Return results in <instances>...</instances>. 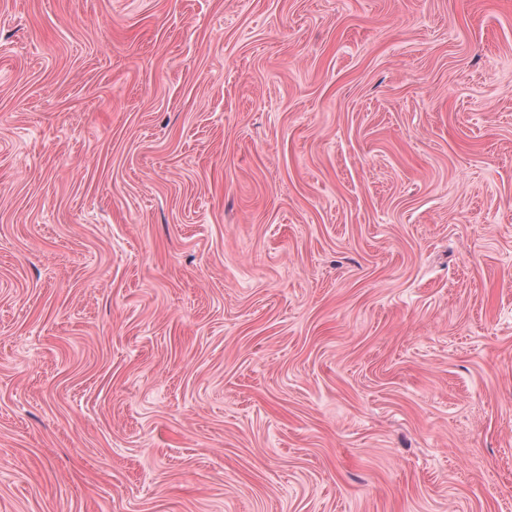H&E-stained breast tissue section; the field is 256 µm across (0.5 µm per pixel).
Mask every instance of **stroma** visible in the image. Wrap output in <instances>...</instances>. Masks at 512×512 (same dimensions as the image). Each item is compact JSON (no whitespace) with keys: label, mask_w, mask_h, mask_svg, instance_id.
Returning a JSON list of instances; mask_svg holds the SVG:
<instances>
[{"label":"stroma","mask_w":512,"mask_h":512,"mask_svg":"<svg viewBox=\"0 0 512 512\" xmlns=\"http://www.w3.org/2000/svg\"><path fill=\"white\" fill-rule=\"evenodd\" d=\"M0 512H512V0H0Z\"/></svg>","instance_id":"35a3bbf8"}]
</instances>
